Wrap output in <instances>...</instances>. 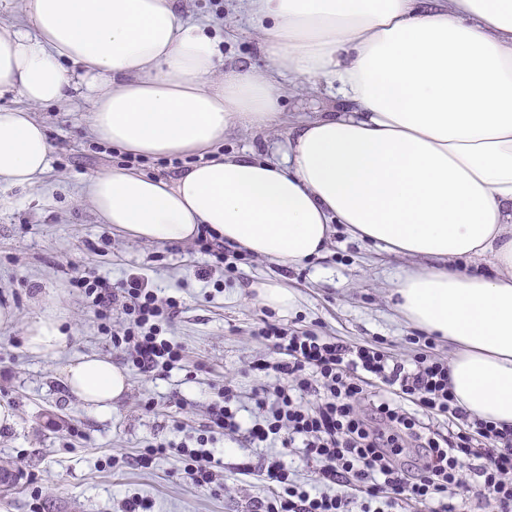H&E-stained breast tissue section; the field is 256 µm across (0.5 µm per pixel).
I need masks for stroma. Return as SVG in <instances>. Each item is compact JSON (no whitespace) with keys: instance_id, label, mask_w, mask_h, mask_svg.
<instances>
[{"instance_id":"stroma-1","label":"stroma","mask_w":512,"mask_h":512,"mask_svg":"<svg viewBox=\"0 0 512 512\" xmlns=\"http://www.w3.org/2000/svg\"><path fill=\"white\" fill-rule=\"evenodd\" d=\"M185 10L217 28L235 29V38L224 44L225 62L266 67L257 36L230 13L227 0H185ZM329 103L320 91L303 99L286 96L274 123L225 137L224 151L279 159L289 125ZM92 106L81 84L65 102L40 107L35 116L54 144L43 184L0 185V307L13 311L12 322L0 326V402L17 416L16 426L0 429V476L8 480L0 489V512H120L123 499L133 494L152 501L153 512H248L264 484L257 476L240 479L236 470L257 465L271 449L241 447L214 430L215 446L224 452V477L207 489L186 478L178 456L159 458L147 469L130 460L169 436L172 422L199 432L224 384L234 385L240 401L248 402L255 380L244 369L265 351L250 332L263 312L351 343L376 341L384 351L408 353L405 338L415 327L399 312L392 291L414 263L353 239L337 224L314 259L281 267L261 258L233 273L216 271L213 283L200 282L195 272L203 256L170 244L130 242L101 223L84 200V178L95 171L127 165L155 174L176 171L174 161L131 162L96 141L86 124ZM84 268L114 281L131 270L143 273L181 303L165 330L185 347V368L155 380L125 365L128 390L106 417L84 409L58 377L77 356L116 355L90 299L68 284L73 271ZM262 284L287 289L291 306L265 309L256 291ZM51 306L64 319L71 341L60 356L46 360L27 353L23 336Z\"/></svg>"}]
</instances>
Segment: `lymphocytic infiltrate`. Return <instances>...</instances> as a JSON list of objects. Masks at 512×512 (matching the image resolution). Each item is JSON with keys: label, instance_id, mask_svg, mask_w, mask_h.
<instances>
[{"label": "lymphocytic infiltrate", "instance_id": "lymphocytic-infiltrate-1", "mask_svg": "<svg viewBox=\"0 0 512 512\" xmlns=\"http://www.w3.org/2000/svg\"><path fill=\"white\" fill-rule=\"evenodd\" d=\"M69 285L91 299L102 322L121 305L127 322L110 330L112 346L141 373L159 378L182 368L184 348L163 329L180 309L176 298L160 296L136 272L113 283L85 271ZM252 337L267 349L246 368L258 380L254 419L242 426L228 384L209 406L210 422L248 446L299 449L315 470L301 481L280 458L264 459L259 473L268 492L250 512H512V424L459 404L433 337L405 358L276 321H262ZM208 443L183 434L136 463L148 468L176 455L192 483L206 488L224 471Z\"/></svg>", "mask_w": 512, "mask_h": 512}]
</instances>
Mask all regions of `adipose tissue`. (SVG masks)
<instances>
[{"mask_svg": "<svg viewBox=\"0 0 512 512\" xmlns=\"http://www.w3.org/2000/svg\"><path fill=\"white\" fill-rule=\"evenodd\" d=\"M266 69L225 65L210 23L181 0H23L0 25V181L38 184L50 167L34 108L84 79L91 135L137 157L199 156L173 175L124 167L88 175L96 215L134 242L183 243L198 225L257 257L318 256L333 225L393 254L427 259L396 290L405 317L455 347L450 382L484 419L512 423V0H234ZM336 107L299 117L280 160L224 155L234 129L264 128L283 92ZM490 261L495 278L443 268ZM70 343L47 310L28 353ZM95 415L127 376L88 354L60 371Z\"/></svg>", "mask_w": 512, "mask_h": 512, "instance_id": "obj_1", "label": "adipose tissue"}]
</instances>
